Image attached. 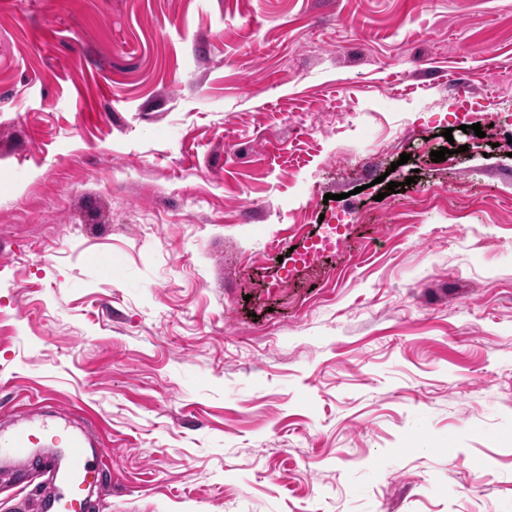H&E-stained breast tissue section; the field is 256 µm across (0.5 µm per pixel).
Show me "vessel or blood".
<instances>
[{
  "label": "vessel or blood",
  "mask_w": 512,
  "mask_h": 512,
  "mask_svg": "<svg viewBox=\"0 0 512 512\" xmlns=\"http://www.w3.org/2000/svg\"><path fill=\"white\" fill-rule=\"evenodd\" d=\"M44 462L56 493L44 501L46 512H89V489H105L110 462L97 426L78 428L57 418L18 411L0 426V469Z\"/></svg>",
  "instance_id": "1"
}]
</instances>
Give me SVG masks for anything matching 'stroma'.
<instances>
[{
  "instance_id": "35a3bbf8",
  "label": "stroma",
  "mask_w": 512,
  "mask_h": 512,
  "mask_svg": "<svg viewBox=\"0 0 512 512\" xmlns=\"http://www.w3.org/2000/svg\"><path fill=\"white\" fill-rule=\"evenodd\" d=\"M19 403L98 414L89 512H512V0H0ZM328 225L330 232L312 241L305 251L298 253L294 258L295 264L310 267L315 263L321 253L327 250L335 251L342 246L344 239L336 233V226H331L333 224Z\"/></svg>"
}]
</instances>
